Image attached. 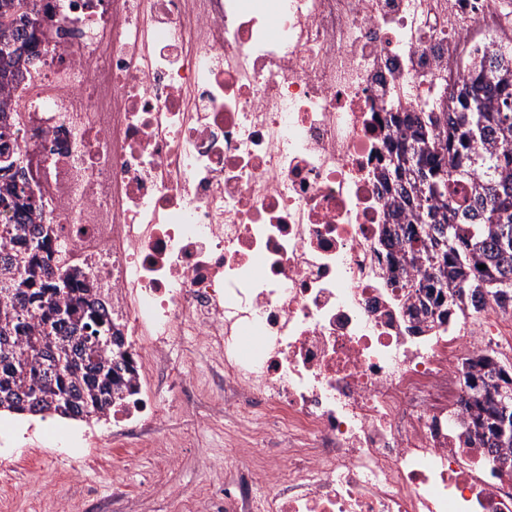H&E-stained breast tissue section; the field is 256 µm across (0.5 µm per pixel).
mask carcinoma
<instances>
[{
	"instance_id": "carcinoma-1",
	"label": "carcinoma",
	"mask_w": 512,
	"mask_h": 512,
	"mask_svg": "<svg viewBox=\"0 0 512 512\" xmlns=\"http://www.w3.org/2000/svg\"><path fill=\"white\" fill-rule=\"evenodd\" d=\"M19 37L27 56L0 54V72L15 74L0 83V127L10 134L0 132V155L15 159L29 151L18 147L10 92L42 58L35 33ZM391 126L382 180L403 217L393 229L396 264L420 275L393 284L418 289L420 311L437 309L444 322L465 296L512 308V55L464 76L451 111L397 112ZM9 166L0 161V411L99 417L131 373L125 341L90 289L52 265L43 198L18 201L19 188L37 187L33 166L8 175ZM468 367V429L493 452L502 447L494 400L512 372L491 355Z\"/></svg>"
}]
</instances>
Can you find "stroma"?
I'll use <instances>...</instances> for the list:
<instances>
[{
    "label": "stroma",
    "instance_id": "obj_1",
    "mask_svg": "<svg viewBox=\"0 0 512 512\" xmlns=\"http://www.w3.org/2000/svg\"><path fill=\"white\" fill-rule=\"evenodd\" d=\"M211 402V394L202 392L190 411L174 393H162L161 428L177 439V448L128 449L115 474L77 465L67 427L57 426L46 444L42 475H15L13 512H88L85 499L91 494L103 501L105 512H185L199 506L209 490L219 489L225 466L236 461L234 449L224 445L223 423L206 419Z\"/></svg>",
    "mask_w": 512,
    "mask_h": 512
}]
</instances>
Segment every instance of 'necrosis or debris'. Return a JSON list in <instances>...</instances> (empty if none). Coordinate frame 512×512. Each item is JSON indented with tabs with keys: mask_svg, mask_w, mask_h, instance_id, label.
Instances as JSON below:
<instances>
[{
	"mask_svg": "<svg viewBox=\"0 0 512 512\" xmlns=\"http://www.w3.org/2000/svg\"><path fill=\"white\" fill-rule=\"evenodd\" d=\"M43 63L11 97L55 264L124 336L132 393L73 429L139 448L176 337L212 362V420L245 463L202 512H512L462 433L467 362L511 348L489 307L417 319L390 285L380 172L395 112H447L512 0H46ZM0 430V478L40 472ZM287 465H279L280 456Z\"/></svg>",
	"mask_w": 512,
	"mask_h": 512,
	"instance_id": "1",
	"label": "necrosis or debris"
}]
</instances>
